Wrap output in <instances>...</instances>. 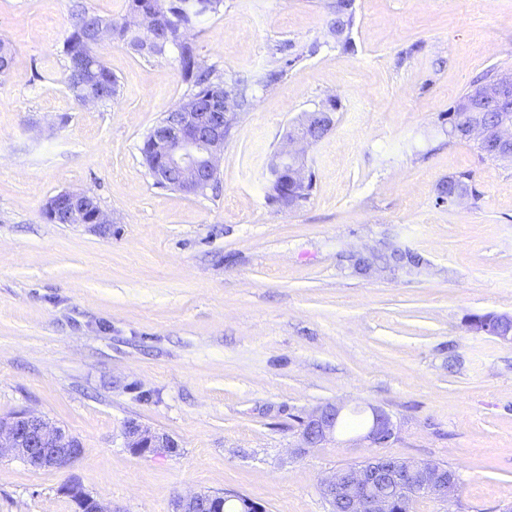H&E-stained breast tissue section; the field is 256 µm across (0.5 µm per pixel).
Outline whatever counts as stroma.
<instances>
[{"label":"stroma","mask_w":512,"mask_h":512,"mask_svg":"<svg viewBox=\"0 0 512 512\" xmlns=\"http://www.w3.org/2000/svg\"><path fill=\"white\" fill-rule=\"evenodd\" d=\"M75 0H0V416L33 410L82 445L64 469L0 456V512H74L76 483L112 512H173L178 496L234 492L266 512H326L323 477L370 456L440 462L448 502L512 504V344L472 314L512 315V161L448 135L446 114L489 69L512 73V0H354L351 49L332 0H224L190 38L227 87L253 84L224 143L216 190L157 187L140 148L183 98L177 52L145 59L104 39L109 102L77 104L63 41ZM334 107L307 150L310 197L273 202L266 164L305 113ZM469 173L454 205L437 199ZM93 192L107 234L43 206ZM417 267L355 271L382 242ZM390 413L397 436L295 454L327 403ZM136 421L176 454L138 456ZM468 174H460L458 176H448V180L442 181L438 186V198L442 202L448 201L454 193L469 191V184L466 180H469ZM465 196L463 193H457L454 195V201L460 200Z\"/></svg>","instance_id":"1"}]
</instances>
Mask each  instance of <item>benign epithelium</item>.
Instances as JSON below:
<instances>
[{"label": "benign epithelium", "mask_w": 512, "mask_h": 512, "mask_svg": "<svg viewBox=\"0 0 512 512\" xmlns=\"http://www.w3.org/2000/svg\"><path fill=\"white\" fill-rule=\"evenodd\" d=\"M485 112H496L493 120L471 122L459 126L455 134L475 139L484 147H512V74H498L485 86L474 91ZM232 96L212 101L208 112H174L156 140L162 145L155 169L162 172L175 168L180 173L185 191L200 193L218 174L221 152L224 149L225 131L233 130L237 113L229 111ZM317 112H309L301 123L288 131L285 145L274 152L267 164V175L272 195L288 196V170L299 175L307 164L305 147L318 142L315 119ZM90 197L78 193L65 194L59 207L70 215L78 216L86 210ZM93 230L106 234L111 231L112 220L97 208L87 222ZM345 406L328 403L319 406L306 416V426L313 429L319 444L325 445L336 439L338 424ZM125 444L139 456L159 453L173 454L178 443L166 434L152 431L130 421L125 425ZM396 437V426L388 413L380 408H370L367 425L359 440L371 445L388 443ZM10 451L34 468L62 469L81 456V449L74 446V436L55 426L45 418L21 410L7 418H0V455ZM380 457L369 458L351 467L339 469L320 483V492L329 507L336 512V499L345 498L346 512H392L395 504L412 501L424 495L446 501L453 495L458 478L455 472L439 463L420 461H391L389 493L376 492L377 465ZM63 494L75 505V512H108L101 503L80 485L71 483L63 487ZM239 502L246 512H265L263 506L242 494L202 493L180 496L174 503L173 512H201L202 505H216L214 512H224V504Z\"/></svg>", "instance_id": "benign-epithelium-1"}]
</instances>
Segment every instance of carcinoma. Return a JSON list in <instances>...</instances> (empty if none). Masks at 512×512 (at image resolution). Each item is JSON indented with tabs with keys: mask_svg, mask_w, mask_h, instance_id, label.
<instances>
[{
	"mask_svg": "<svg viewBox=\"0 0 512 512\" xmlns=\"http://www.w3.org/2000/svg\"><path fill=\"white\" fill-rule=\"evenodd\" d=\"M224 0H128V15L107 18L84 5H76L71 13V32L63 44L65 59V83L76 102L87 96H97L110 101L118 94V82L96 53L98 42L90 39L89 33L95 27L108 29L113 40L120 41L135 53L145 58H162L172 48L178 50L179 63L188 92L182 101L202 109L216 94L224 93V78L215 68L204 65L198 58L195 46L187 40L186 33L193 28L199 17L217 13ZM333 15L331 31L339 38L344 49L351 47L349 33L355 22L353 6L346 0H336L330 6ZM14 46L0 40V76L10 73ZM479 108L473 89H468L455 101L448 112V125L459 126L467 122ZM469 175L450 176L438 186V198L445 201L457 192H468ZM312 190V175L305 180L288 186V207L295 208L306 201ZM419 256L408 248L388 245L384 251L360 255L354 260V267L365 272L376 264L391 265L395 268L419 265ZM479 324H491L503 333H512V321L502 319L495 313L474 316Z\"/></svg>",
	"mask_w": 512,
	"mask_h": 512,
	"instance_id": "cac0c4a2",
	"label": "carcinoma"
}]
</instances>
